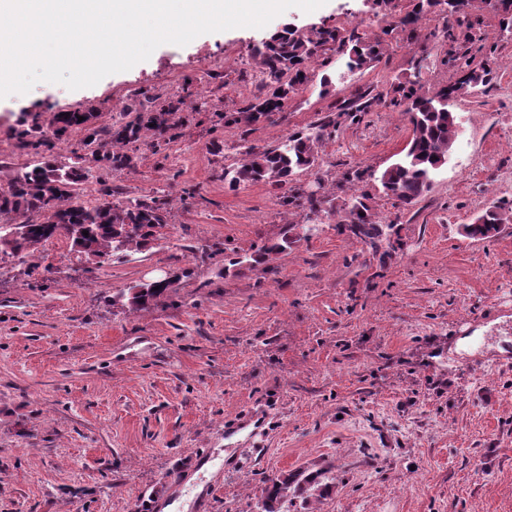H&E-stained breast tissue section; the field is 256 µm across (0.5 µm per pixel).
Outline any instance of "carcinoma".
<instances>
[{
  "label": "carcinoma",
  "instance_id": "obj_1",
  "mask_svg": "<svg viewBox=\"0 0 512 512\" xmlns=\"http://www.w3.org/2000/svg\"><path fill=\"white\" fill-rule=\"evenodd\" d=\"M412 9L403 20L415 25L424 17L439 12L445 16L441 29L448 60H465L464 75L453 85L423 92L417 82L404 79L391 84L392 97L381 93L359 94L351 101L336 106L337 118H329L309 131L288 135L287 140L263 149L245 147L241 162L224 170V183L236 189L258 182L286 184L299 171L311 170L318 164V145L327 129L338 119L356 112H368L375 105L389 101L399 109L410 127V137L401 156L376 177L379 191L401 205H410L431 188L433 176L448 161V155L458 126L449 101L478 86H488L495 74L493 63L485 62L471 67L468 55L473 47L485 40L474 31L469 21L470 0H411ZM491 7L500 15L499 30L512 34V0H490ZM385 40L379 35H360L357 29L349 31L334 27H314L310 33L299 34L284 27L253 48L252 57L272 89L254 96L236 114L223 116L224 123L248 125L263 123L281 112L285 102L308 80L307 65L322 50H333L348 55L349 68H365L382 55ZM194 92L161 98L147 91L134 94L126 111L135 113L129 121L122 118L109 126L96 124L98 109L90 107L69 114L56 113L52 130H40L38 123L21 122L16 133L18 147L38 160L18 171L6 183H0V261L4 258L24 260L25 255L39 245L58 236L71 240L78 257L89 264H99L119 253L129 252L156 239L158 229L168 223L171 200L165 195H145L134 199L112 200V191L104 190L103 199L90 204L81 199L80 186L92 177L93 169L104 167L115 174L130 170L135 165L137 144L150 140L154 152L165 151L179 136L183 126L180 112L186 99ZM83 116L85 120L78 121ZM83 134L81 153L76 161L59 164L55 158L58 142L72 132ZM366 192L352 193L347 200L346 228L355 237L378 248L384 235L382 225L372 218ZM333 199L326 194L322 180L311 191L294 190L283 198V205L293 206L307 216H317L332 206ZM512 222V207L493 205L476 217L473 223L463 225V233L470 238L488 239ZM315 226L289 224L281 238L264 245L249 257H240L234 264L259 265L274 254H281L307 238ZM190 275L187 268L172 270L169 282L155 289V284L141 283L118 296L113 304L128 311H146L155 302L173 292L178 282ZM314 477L301 472L285 474L271 480L259 512H279L278 504L288 490L302 492Z\"/></svg>",
  "mask_w": 512,
  "mask_h": 512
}]
</instances>
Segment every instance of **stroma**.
I'll return each instance as SVG.
<instances>
[{"instance_id": "1", "label": "stroma", "mask_w": 512, "mask_h": 512, "mask_svg": "<svg viewBox=\"0 0 512 512\" xmlns=\"http://www.w3.org/2000/svg\"><path fill=\"white\" fill-rule=\"evenodd\" d=\"M408 9L409 0L383 15L371 0H327L261 29L161 45L92 87L40 82L0 99L2 181L31 161L17 146L21 118L46 127L94 105L104 126L134 90L168 98L190 79L211 104L185 110L165 154L140 144L134 168L95 170L83 186L89 200L105 187L119 199L170 195L157 240L88 266L60 236L43 246L53 270L36 278L17 259L0 262V512H150L181 497L188 512H257L270 478L298 469L319 483L281 512H512V223L484 240L462 232L492 203L512 202V39L491 6L477 0L471 18L497 47L496 78L454 100L459 134L418 202L394 205L377 188L410 135L384 105L340 119L317 168L291 185L232 191L223 179L241 146L283 143L361 92H387L399 77L426 90L456 82L439 18L411 35ZM324 24L387 27L386 50L360 70L336 53L314 60L274 122L219 120L257 92L255 45L286 25ZM357 170L365 179L343 184ZM320 179L336 200L315 217L316 233L225 271L227 256L303 223L282 200ZM356 190L387 227L380 248L345 228ZM169 267L192 274L149 310L113 305ZM475 333L477 351L456 353ZM242 417L260 432L225 443V424Z\"/></svg>"}]
</instances>
